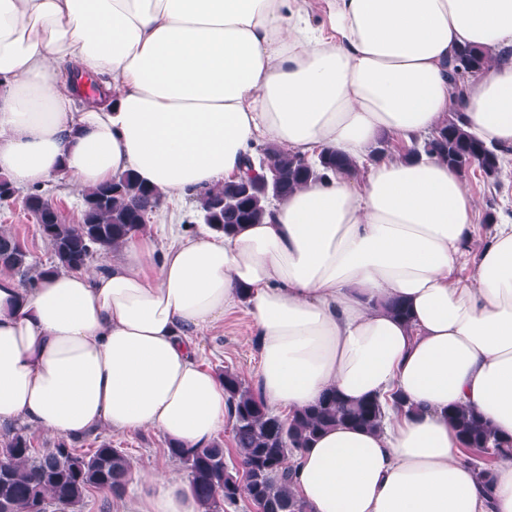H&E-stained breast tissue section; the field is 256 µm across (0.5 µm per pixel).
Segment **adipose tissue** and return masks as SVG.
Masks as SVG:
<instances>
[{
    "label": "adipose tissue",
    "mask_w": 512,
    "mask_h": 512,
    "mask_svg": "<svg viewBox=\"0 0 512 512\" xmlns=\"http://www.w3.org/2000/svg\"><path fill=\"white\" fill-rule=\"evenodd\" d=\"M0 0V174L83 190L132 171L167 195L240 176L256 146L353 158L388 134L429 135L450 110L512 148V60L453 99L464 45L512 49V0ZM100 82L88 102V80ZM476 205L441 161L389 157L360 179L299 187L234 236L157 250L27 288L0 274V423L58 435L160 430L209 445L224 385L195 339L249 304L256 387L293 412L333 390L402 392L413 415L382 431H325L292 464L312 512H512V458L491 493L447 411L466 405L512 436V223L467 250ZM473 265L470 279L457 271ZM399 298L412 320L388 315ZM121 512H203L188 485L146 470Z\"/></svg>",
    "instance_id": "obj_1"
}]
</instances>
